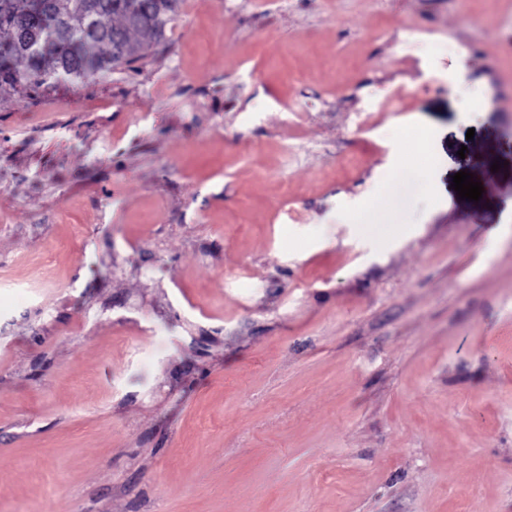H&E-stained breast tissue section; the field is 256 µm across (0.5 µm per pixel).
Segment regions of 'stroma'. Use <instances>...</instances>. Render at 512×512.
I'll list each match as a JSON object with an SVG mask.
<instances>
[{"mask_svg":"<svg viewBox=\"0 0 512 512\" xmlns=\"http://www.w3.org/2000/svg\"><path fill=\"white\" fill-rule=\"evenodd\" d=\"M0 512H512V0L0 91Z\"/></svg>","mask_w":512,"mask_h":512,"instance_id":"1","label":"stroma"}]
</instances>
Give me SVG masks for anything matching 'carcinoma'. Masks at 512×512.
<instances>
[{
  "label": "carcinoma",
  "instance_id": "1",
  "mask_svg": "<svg viewBox=\"0 0 512 512\" xmlns=\"http://www.w3.org/2000/svg\"><path fill=\"white\" fill-rule=\"evenodd\" d=\"M181 0H0V89L82 81L144 56Z\"/></svg>",
  "mask_w": 512,
  "mask_h": 512
}]
</instances>
